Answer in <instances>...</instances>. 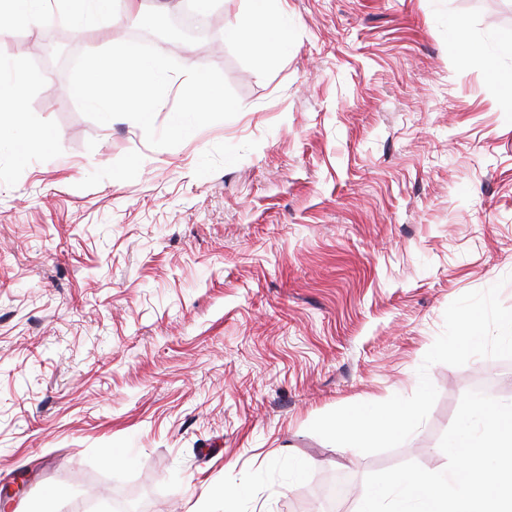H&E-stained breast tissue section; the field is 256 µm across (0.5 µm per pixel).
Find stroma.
<instances>
[{"label": "stroma", "mask_w": 512, "mask_h": 512, "mask_svg": "<svg viewBox=\"0 0 512 512\" xmlns=\"http://www.w3.org/2000/svg\"><path fill=\"white\" fill-rule=\"evenodd\" d=\"M252 49L159 40L213 66L234 118L173 148L100 125L33 73L44 28L0 61L31 72L0 146V485L11 512H307L439 447L463 394L512 400V361L435 364L437 400L401 446L364 454L318 416L409 396L447 306L503 282L512 308V0H284ZM134 13L69 25L72 53L130 38ZM232 497H225V490Z\"/></svg>", "instance_id": "35a3bbf8"}]
</instances>
